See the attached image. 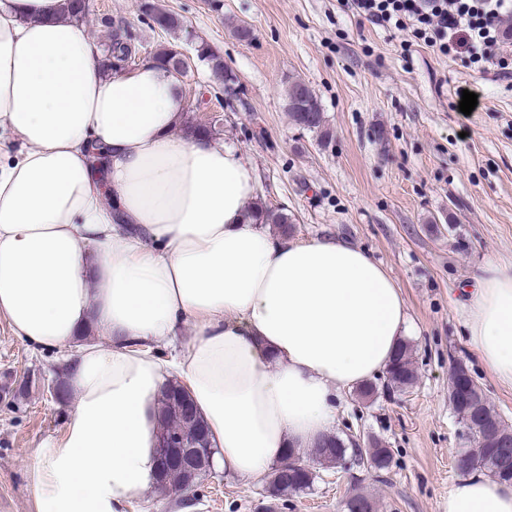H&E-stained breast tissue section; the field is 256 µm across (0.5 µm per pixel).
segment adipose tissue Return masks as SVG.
Wrapping results in <instances>:
<instances>
[{"label":"adipose tissue","instance_id":"ef3b65f1","mask_svg":"<svg viewBox=\"0 0 512 512\" xmlns=\"http://www.w3.org/2000/svg\"><path fill=\"white\" fill-rule=\"evenodd\" d=\"M102 60L66 0H0V131L23 146L0 164V316L37 349L77 351L66 423L27 464L35 512H130L153 489L170 370L216 464L261 478L332 434L339 390L386 369L410 328L394 280L349 240L298 242L249 219L255 170L179 134L176 74ZM467 329L512 385V268L479 280ZM447 512H512V485L475 472Z\"/></svg>","mask_w":512,"mask_h":512}]
</instances>
